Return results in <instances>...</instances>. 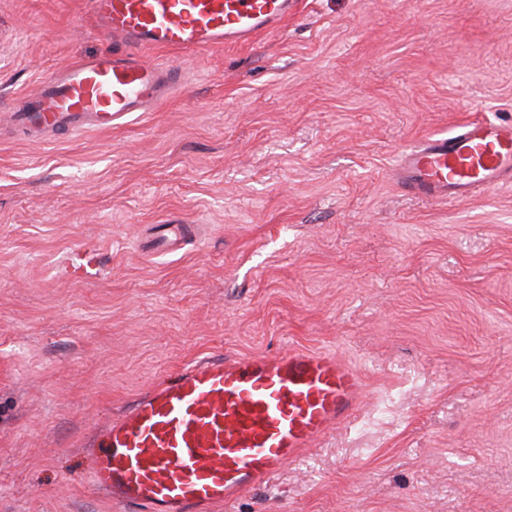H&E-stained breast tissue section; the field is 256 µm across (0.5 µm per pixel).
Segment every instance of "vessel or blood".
Segmentation results:
<instances>
[{"mask_svg":"<svg viewBox=\"0 0 512 512\" xmlns=\"http://www.w3.org/2000/svg\"><path fill=\"white\" fill-rule=\"evenodd\" d=\"M110 50L66 64L8 113L21 135L109 130L151 111L182 71L142 60L144 49L194 54L278 29L296 0H87ZM413 198L463 200L512 187V124L477 119L426 137L392 170ZM192 224H158L166 250L194 239ZM364 379L334 353L291 349L182 365L140 393L87 446L96 489L119 512H213L267 484L288 462L353 417Z\"/></svg>","mask_w":512,"mask_h":512,"instance_id":"obj_1","label":"vessel or blood"}]
</instances>
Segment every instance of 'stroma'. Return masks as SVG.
I'll return each mask as SVG.
<instances>
[{
  "label": "stroma",
  "instance_id": "stroma-1",
  "mask_svg": "<svg viewBox=\"0 0 512 512\" xmlns=\"http://www.w3.org/2000/svg\"><path fill=\"white\" fill-rule=\"evenodd\" d=\"M84 0H0V115L111 48ZM110 131H0V512H114L82 442L195 359L337 352L356 417L227 512H512V188L405 196L421 138L512 123V0H299ZM150 224H202L161 255ZM96 253L88 279L61 277Z\"/></svg>",
  "mask_w": 512,
  "mask_h": 512
}]
</instances>
